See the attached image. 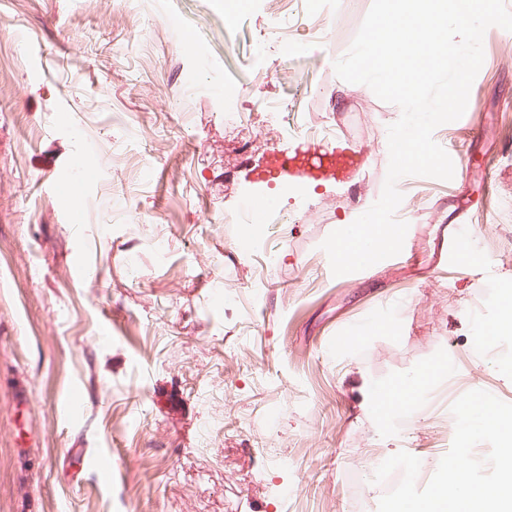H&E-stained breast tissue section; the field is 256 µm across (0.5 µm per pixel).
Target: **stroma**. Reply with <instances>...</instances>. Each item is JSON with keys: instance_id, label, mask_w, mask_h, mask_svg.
Masks as SVG:
<instances>
[{"instance_id": "obj_1", "label": "stroma", "mask_w": 512, "mask_h": 512, "mask_svg": "<svg viewBox=\"0 0 512 512\" xmlns=\"http://www.w3.org/2000/svg\"><path fill=\"white\" fill-rule=\"evenodd\" d=\"M371 4L250 0L230 27L214 0H0V512H377L372 470L435 471L457 398L512 403V335L480 328L512 289V32L433 133L453 178L397 183L413 259L336 277L321 247L380 197L401 116L335 73ZM274 13L299 19L278 50ZM276 98L258 139L336 126L335 167L238 156L225 113ZM243 201L297 221L242 247ZM425 367L418 412L366 414Z\"/></svg>"}]
</instances>
